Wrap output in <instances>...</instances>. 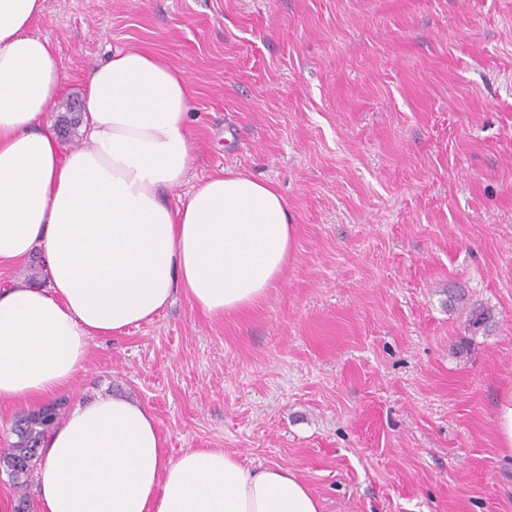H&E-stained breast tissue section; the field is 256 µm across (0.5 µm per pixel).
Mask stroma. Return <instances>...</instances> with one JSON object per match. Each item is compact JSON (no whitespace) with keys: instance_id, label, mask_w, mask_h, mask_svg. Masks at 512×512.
<instances>
[{"instance_id":"stroma-1","label":"stroma","mask_w":512,"mask_h":512,"mask_svg":"<svg viewBox=\"0 0 512 512\" xmlns=\"http://www.w3.org/2000/svg\"><path fill=\"white\" fill-rule=\"evenodd\" d=\"M44 4L61 104L113 47L157 54L195 90L189 184L248 171L295 225L263 300L214 318L180 295L94 337L63 410L124 396L171 456L288 467L322 512H512L494 419L512 378V0ZM453 285L491 333L446 305ZM466 323L471 335H476L480 331L485 333L494 325L495 316L489 307L481 304H469Z\"/></svg>"}]
</instances>
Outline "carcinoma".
Instances as JSON below:
<instances>
[{
    "mask_svg": "<svg viewBox=\"0 0 512 512\" xmlns=\"http://www.w3.org/2000/svg\"><path fill=\"white\" fill-rule=\"evenodd\" d=\"M467 329L475 335L486 332L495 323L492 309L471 304L467 312ZM60 411L55 405H47L36 411L22 415L16 422L13 433L16 440L11 443L9 451L0 456V465L11 471L20 468L22 474L13 478L14 487L26 492L38 469L40 456L35 449L42 446L50 431L57 425Z\"/></svg>",
    "mask_w": 512,
    "mask_h": 512,
    "instance_id": "carcinoma-1",
    "label": "carcinoma"
}]
</instances>
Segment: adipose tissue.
<instances>
[{"label": "adipose tissue", "mask_w": 512, "mask_h": 512, "mask_svg": "<svg viewBox=\"0 0 512 512\" xmlns=\"http://www.w3.org/2000/svg\"><path fill=\"white\" fill-rule=\"evenodd\" d=\"M44 0H0V268L40 255L49 285L0 290V406L67 392L94 337L151 321L184 294L212 317L261 301L294 244L273 184L219 169L170 204L190 157L194 91L140 48L90 63L84 147L45 115L65 79L33 34ZM40 512H321L278 465L221 448L171 457L153 413L109 393L77 403L40 449Z\"/></svg>", "instance_id": "obj_1"}]
</instances>
